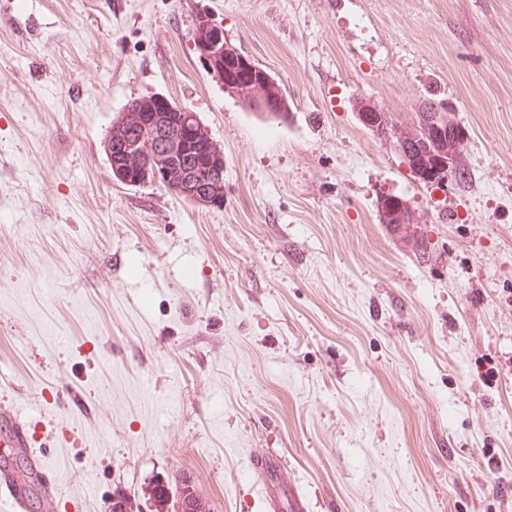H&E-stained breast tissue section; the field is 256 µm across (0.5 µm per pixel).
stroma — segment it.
Returning a JSON list of instances; mask_svg holds the SVG:
<instances>
[{
  "label": "stroma",
  "mask_w": 512,
  "mask_h": 512,
  "mask_svg": "<svg viewBox=\"0 0 512 512\" xmlns=\"http://www.w3.org/2000/svg\"><path fill=\"white\" fill-rule=\"evenodd\" d=\"M210 15L287 120L224 91ZM161 93L224 151V205L117 181ZM431 96L469 189L414 179L353 111ZM419 218L380 220L387 197ZM58 512L190 475L211 512H512V0H0V412ZM208 16V15H206ZM202 15L198 18L196 23L194 44L199 54L200 59L204 62L207 68H211L215 58H222L224 56H233L236 49L230 42H224L222 38L216 39L211 33V20ZM236 54L234 57H224L223 61L216 65L213 63L211 72L226 84L229 82L246 81L254 74L256 75L259 70H264L254 59L248 55ZM242 55V56H241ZM217 62V59L214 60ZM252 465L255 470L264 472L268 476L267 482L260 487V491L262 493L263 498L266 501V504L269 505V510H277L275 507H272V503L275 499V494L270 486L269 480L272 476V472L276 471L277 464L270 458L266 456H256L252 459Z\"/></svg>",
  "instance_id": "obj_1"
}]
</instances>
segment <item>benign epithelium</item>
I'll return each instance as SVG.
<instances>
[{
    "instance_id": "obj_1",
    "label": "benign epithelium",
    "mask_w": 512,
    "mask_h": 512,
    "mask_svg": "<svg viewBox=\"0 0 512 512\" xmlns=\"http://www.w3.org/2000/svg\"><path fill=\"white\" fill-rule=\"evenodd\" d=\"M211 20L202 15L196 23L194 44L200 59L208 67L212 66L213 60L224 56H233L236 49L231 43L213 36L210 30ZM275 82L266 72H261L257 79L247 83H241L233 87H225L236 98L246 100L251 109L256 112H273L276 110V96L273 92ZM164 106L168 112L183 113V126L186 129H195V136L207 137L208 131L204 130L196 113L175 103L160 93H154L140 102L144 112H152L157 106ZM354 111L359 119L365 123L373 133L384 140H393L400 137L402 129L398 126L391 127L385 121V114L372 99L360 96L354 100ZM414 136L426 142L431 140L442 146L450 147L448 158H441L434 169L425 171V180L431 186H442L453 180L455 175V155L464 145V129L457 125L453 119L451 110L445 101L441 100L433 106L428 107L419 104L416 108V117L412 124ZM173 134L165 128L148 124L142 128L137 141L132 144L115 146L114 151L122 157V163L128 169H139L142 167L143 159L152 155L155 161L162 165L160 169H154L152 180L165 185L176 194L184 191L180 179L174 175V171L166 168L171 163L169 155L173 153L171 144ZM223 187L221 184H207L197 190L195 198L203 204L214 206L222 200Z\"/></svg>"
}]
</instances>
